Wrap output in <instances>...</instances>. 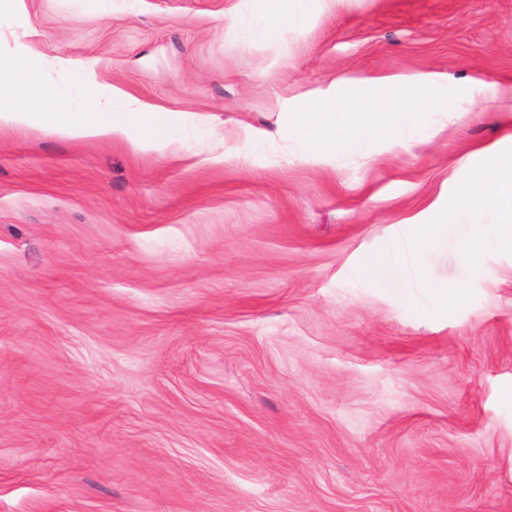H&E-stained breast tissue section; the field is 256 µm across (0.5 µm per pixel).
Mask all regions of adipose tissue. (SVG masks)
Instances as JSON below:
<instances>
[{"label": "adipose tissue", "instance_id": "ef3b65f1", "mask_svg": "<svg viewBox=\"0 0 512 512\" xmlns=\"http://www.w3.org/2000/svg\"><path fill=\"white\" fill-rule=\"evenodd\" d=\"M308 0H251L258 36L274 35L297 18ZM82 102L61 87L41 85L28 61L10 64L7 85L0 87V123L34 118L62 134L85 138L125 135L139 131L150 139L180 142L186 125L177 112H145L120 91L95 90L94 72H86ZM512 99V78L488 80L483 75L455 82L452 75L418 71L407 76L369 79L339 78L335 91L321 98L305 97L281 116L277 134L297 144L298 158L325 162L372 144L391 148L419 144L421 131L440 116L460 111L474 88Z\"/></svg>", "mask_w": 512, "mask_h": 512}]
</instances>
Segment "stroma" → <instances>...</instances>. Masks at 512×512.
I'll return each instance as SVG.
<instances>
[{"instance_id":"obj_1","label":"stroma","mask_w":512,"mask_h":512,"mask_svg":"<svg viewBox=\"0 0 512 512\" xmlns=\"http://www.w3.org/2000/svg\"><path fill=\"white\" fill-rule=\"evenodd\" d=\"M0 58L196 128L0 125V512H512V251L450 225L443 320L365 269L512 146L502 99L411 151L236 153L340 77L512 76V0H314L264 41L247 0H0Z\"/></svg>"}]
</instances>
